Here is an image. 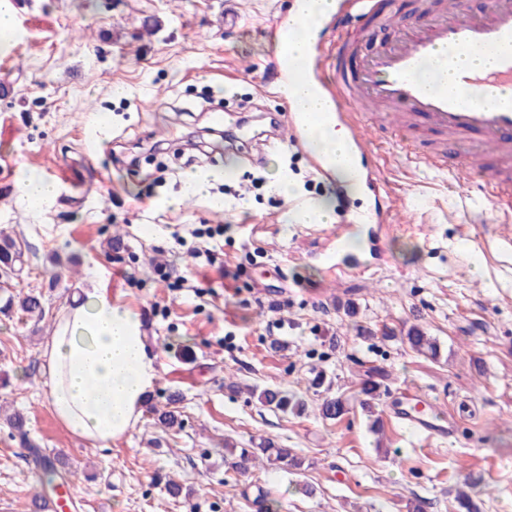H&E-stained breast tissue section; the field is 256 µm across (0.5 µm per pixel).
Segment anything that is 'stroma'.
Instances as JSON below:
<instances>
[{
    "label": "stroma",
    "mask_w": 512,
    "mask_h": 512,
    "mask_svg": "<svg viewBox=\"0 0 512 512\" xmlns=\"http://www.w3.org/2000/svg\"><path fill=\"white\" fill-rule=\"evenodd\" d=\"M294 0H7L16 36L0 52V236L22 253L0 297L41 296L45 316L0 313V512H36L40 495H65V512H453L464 477L478 483L481 512H512V244L498 213L448 173L406 160L401 141L381 136L374 162L396 200L370 256L353 214L371 212L370 190L348 193L316 173L301 150L267 153L268 114L290 105L272 78V34ZM159 22L152 33L144 18ZM247 118V138L228 143L211 114ZM97 153L85 152L88 141ZM192 166H185V158ZM233 167L223 177L225 167ZM210 175L207 195L182 199L184 174ZM51 176L54 200L20 199L21 173ZM294 182L291 196L278 178ZM331 197L349 209L329 224H292L296 201ZM223 207H216V200ZM343 269L327 256L339 222ZM220 224L216 265L190 252L194 229ZM187 277L160 281L156 265ZM108 289L141 314L157 382L136 426L110 447L67 432L48 402L42 344L80 289ZM284 304L276 313L271 301ZM354 302L355 318L344 315ZM423 328L438 358L404 335ZM371 366L391 374L367 416L356 397ZM350 401L321 417L316 371ZM235 381L240 392L230 391ZM280 388L308 402L299 417L249 394ZM182 427L154 412L171 394ZM427 395L452 425L447 437L414 432L391 408ZM26 419L19 436L9 419ZM379 430H372V423ZM273 440L304 465L266 462L233 470L225 443ZM39 448L55 480L45 484L30 453ZM181 486L179 496L165 489Z\"/></svg>",
    "instance_id": "1"
}]
</instances>
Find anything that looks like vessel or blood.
<instances>
[{
    "label": "vessel or blood",
    "mask_w": 512,
    "mask_h": 512,
    "mask_svg": "<svg viewBox=\"0 0 512 512\" xmlns=\"http://www.w3.org/2000/svg\"><path fill=\"white\" fill-rule=\"evenodd\" d=\"M362 17L393 20L380 0H342L329 16L328 37H315L306 60L276 63L274 78L288 86L311 85L329 97L333 122L347 130L353 159L366 169L376 154L370 120L389 130L412 132L423 125L435 131L440 139L427 152L409 146L414 161L475 181L483 197L511 217L512 0H488L477 12L464 0H446L440 12L422 15L403 28L394 45L367 57L352 31ZM476 51L495 52L493 65L449 67V53ZM271 144L303 149L310 166L325 173L321 154L308 147L299 114L290 115ZM392 414L422 434L447 432L423 398Z\"/></svg>",
    "instance_id": "b4317fda"
}]
</instances>
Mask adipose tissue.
<instances>
[{"label": "adipose tissue", "instance_id": "ef3b65f1", "mask_svg": "<svg viewBox=\"0 0 512 512\" xmlns=\"http://www.w3.org/2000/svg\"><path fill=\"white\" fill-rule=\"evenodd\" d=\"M291 108L309 118V139L320 146L342 185L356 189L359 178L347 158L346 129L327 122V103L307 90L284 92ZM50 383L49 406L73 435L95 448L136 424L156 381L138 313L113 303L103 288L74 297L43 349Z\"/></svg>", "mask_w": 512, "mask_h": 512}]
</instances>
